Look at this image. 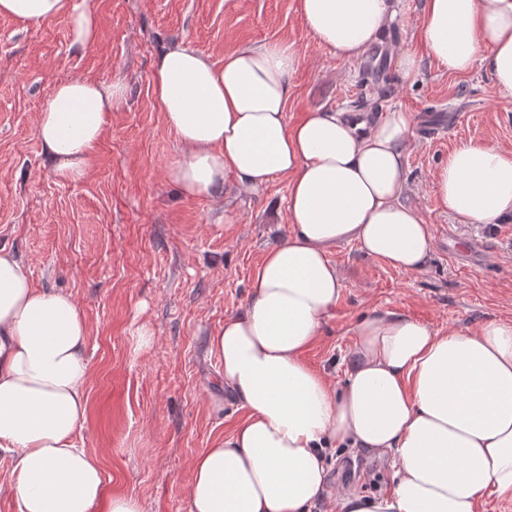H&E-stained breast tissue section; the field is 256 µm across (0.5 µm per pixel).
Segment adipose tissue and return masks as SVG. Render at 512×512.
<instances>
[{
    "label": "adipose tissue",
    "instance_id": "adipose-tissue-1",
    "mask_svg": "<svg viewBox=\"0 0 512 512\" xmlns=\"http://www.w3.org/2000/svg\"><path fill=\"white\" fill-rule=\"evenodd\" d=\"M309 36L345 59L386 32L397 0H296ZM70 20L88 46L96 18L78 0H0V16L37 26ZM421 37L448 72L483 63L512 92V0H424ZM287 43L246 45L214 64L175 41L157 56L153 91L185 153L168 171L188 198L288 182V238L257 266L245 308L208 343L245 412L228 437L192 464L188 512H310L328 487L327 449L390 454L378 495L344 493L343 512H480L486 496L512 500V319L478 331H434L378 309L354 325L356 358L342 384L304 353L335 312L343 279L329 258L340 242L404 271L433 250L429 224L402 201L412 113L352 122L336 112L287 120ZM120 83L57 80L36 135L53 174L88 173ZM435 205L461 224L512 217V152L465 142L436 175ZM88 330L73 298L34 286L0 248V451L13 460L15 512H140L135 497H105L101 464L77 447L86 420Z\"/></svg>",
    "mask_w": 512,
    "mask_h": 512
}]
</instances>
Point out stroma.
I'll use <instances>...</instances> for the list:
<instances>
[{"label":"stroma","mask_w":512,"mask_h":512,"mask_svg":"<svg viewBox=\"0 0 512 512\" xmlns=\"http://www.w3.org/2000/svg\"><path fill=\"white\" fill-rule=\"evenodd\" d=\"M97 34L71 45L70 21L38 26L0 16V246L23 260L34 284L69 293L88 328L87 418L75 435L96 456L105 495L126 494L141 512H188L192 462L228 435L244 412L220 384L207 338L244 309L266 251L288 236L286 179L253 191L234 185L191 199L167 177L182 156L153 94L154 61L185 41L216 64L248 45L293 43L287 115L370 109L415 116L405 152L403 201L427 220L434 250L424 269L404 272L356 244L331 247L344 288L333 317L304 359L345 379L356 320L377 308L415 317L433 330L477 331L512 319V221L459 224L435 206L433 181L463 142L512 151V93L484 65L453 74L423 55L424 0H402L381 43L347 60L307 33L296 0H86ZM420 52L406 82L399 61ZM79 75L118 82L124 98L87 175L58 180L36 137L51 84ZM448 113L445 132L421 128ZM151 342L137 349L140 331ZM338 490L385 491V455L329 449Z\"/></svg>","instance_id":"obj_1"}]
</instances>
